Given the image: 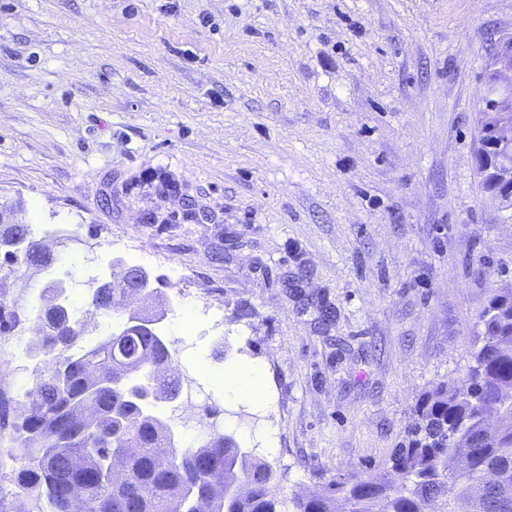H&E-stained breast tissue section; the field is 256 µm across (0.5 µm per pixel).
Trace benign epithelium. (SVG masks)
Returning a JSON list of instances; mask_svg holds the SVG:
<instances>
[{"mask_svg": "<svg viewBox=\"0 0 512 512\" xmlns=\"http://www.w3.org/2000/svg\"><path fill=\"white\" fill-rule=\"evenodd\" d=\"M482 101L484 133L477 151L481 179L494 188V195L512 211V33L501 37L485 75ZM126 287L145 292L151 274L143 267L126 266Z\"/></svg>", "mask_w": 512, "mask_h": 512, "instance_id": "7a95c632", "label": "benign epithelium"}]
</instances>
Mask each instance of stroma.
Segmentation results:
<instances>
[{
    "instance_id": "1",
    "label": "stroma",
    "mask_w": 512,
    "mask_h": 512,
    "mask_svg": "<svg viewBox=\"0 0 512 512\" xmlns=\"http://www.w3.org/2000/svg\"><path fill=\"white\" fill-rule=\"evenodd\" d=\"M510 33L512 0H0V206L77 235L50 272H0L15 334L53 278L83 345L106 337L89 283L137 245L179 376L271 464L284 512L381 467L512 287V212L476 164ZM199 360L263 367L267 401H228ZM40 370L0 344L1 397Z\"/></svg>"
}]
</instances>
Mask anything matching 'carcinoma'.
Instances as JSON below:
<instances>
[{
    "mask_svg": "<svg viewBox=\"0 0 512 512\" xmlns=\"http://www.w3.org/2000/svg\"><path fill=\"white\" fill-rule=\"evenodd\" d=\"M14 235L0 234L5 261L55 263L37 239L10 249ZM89 298L104 313L148 314L120 282L96 283ZM488 307L461 387L439 382L421 395L384 467L340 474L294 497L292 512H336L338 499L346 512H512V288L495 289ZM36 312L42 330L27 355L42 369L13 420L0 403L17 496L44 503L41 512H74L67 488L79 484L82 512H195L198 499L208 512H279L267 461L222 432L178 448L173 425L136 398L167 400L180 388L159 376L175 373L174 358L154 333L122 326L84 349L81 323L56 289L41 290Z\"/></svg>",
    "mask_w": 512,
    "mask_h": 512,
    "instance_id": "carcinoma-1",
    "label": "carcinoma"
}]
</instances>
